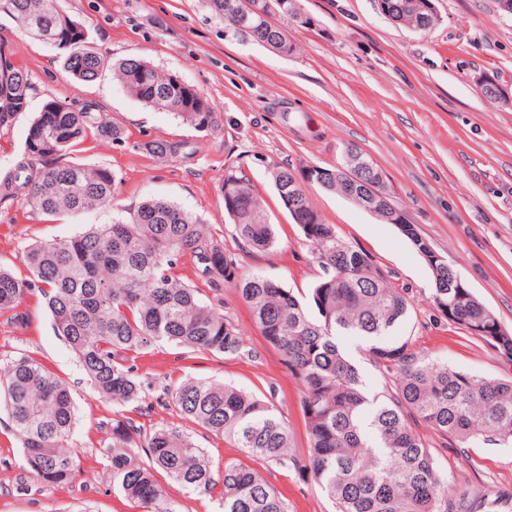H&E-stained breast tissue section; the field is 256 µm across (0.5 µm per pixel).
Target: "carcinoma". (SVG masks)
Masks as SVG:
<instances>
[{"label": "carcinoma", "mask_w": 512, "mask_h": 512, "mask_svg": "<svg viewBox=\"0 0 512 512\" xmlns=\"http://www.w3.org/2000/svg\"><path fill=\"white\" fill-rule=\"evenodd\" d=\"M409 2L385 0L391 19L415 30L418 17L409 11ZM1 8L61 50L63 66L75 80L93 82L109 70L143 106L171 112L199 132L215 128L214 112L194 88L139 57L108 59L59 0H0ZM266 8L275 17L294 18V0H266ZM31 86L29 75L0 46V130L27 110ZM98 138L120 142L123 131L86 108L47 101L28 129L19 159L0 176V204L20 199L47 223L110 208L117 190L112 170L66 161L73 148ZM144 148L161 158L174 157L182 144L153 140ZM336 171L320 168V186L342 195ZM270 175L287 203L293 170L274 167ZM224 181L234 185L233 193H223L224 211L242 247L272 248L274 228L249 179L231 171ZM299 203L293 221L324 272L312 289L315 317L276 282L239 275L235 259L207 225L180 206L154 198L110 224L27 245L20 257L26 276L0 266V315L38 290L54 332L75 354L98 396L115 406L133 403L141 399L143 385L123 354L161 341L227 357L246 353L240 332L224 313L205 304L199 288L177 276L179 259L188 255L208 282L219 278L237 289L265 340L299 381L308 455L302 461L290 452L288 424L272 407L222 382L188 380L167 388L165 395L184 418L248 457L310 472L336 512H448L446 482L416 427L463 445L512 446V380L453 370L417 355L405 342L386 340L406 318L409 298L365 253L345 244L333 225L321 222L306 193ZM399 228L425 254L427 241L416 226ZM430 270V299L438 312L512 359V333L470 289L457 287V271L448 260ZM342 335L363 339L376 363L396 369L393 392L380 399L367 396L357 367L336 343ZM0 406L9 414L30 473L45 484L70 481L78 463L62 451L74 426L69 386L42 363L14 358L0 363ZM141 435L147 463L132 452ZM104 448L113 488L145 512H183L180 501L159 483L162 472L188 494H219L221 512H288L258 469L228 460L217 478L205 449L175 428L143 435L132 422L117 420Z\"/></svg>", "instance_id": "1"}]
</instances>
